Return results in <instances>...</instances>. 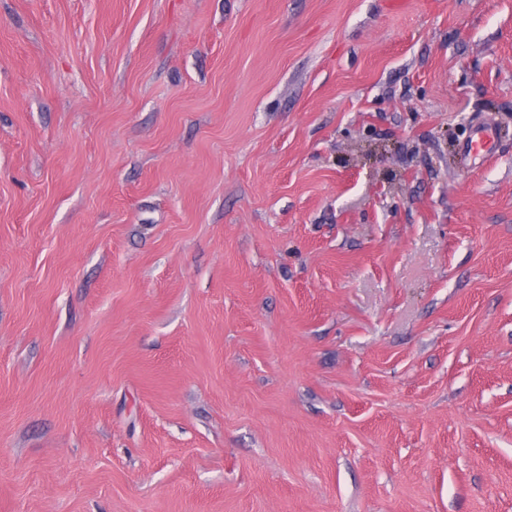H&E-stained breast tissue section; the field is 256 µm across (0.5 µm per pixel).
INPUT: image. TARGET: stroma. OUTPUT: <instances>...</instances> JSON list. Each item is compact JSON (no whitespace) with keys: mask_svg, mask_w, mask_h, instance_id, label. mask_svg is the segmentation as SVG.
<instances>
[{"mask_svg":"<svg viewBox=\"0 0 512 512\" xmlns=\"http://www.w3.org/2000/svg\"><path fill=\"white\" fill-rule=\"evenodd\" d=\"M0 512H512V0H0Z\"/></svg>","mask_w":512,"mask_h":512,"instance_id":"obj_1","label":"stroma"}]
</instances>
